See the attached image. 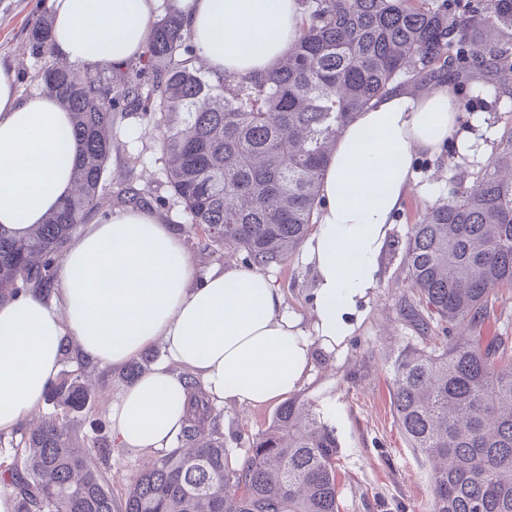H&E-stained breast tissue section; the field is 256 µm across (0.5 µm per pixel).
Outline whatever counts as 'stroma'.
<instances>
[{
	"label": "stroma",
	"mask_w": 512,
	"mask_h": 512,
	"mask_svg": "<svg viewBox=\"0 0 512 512\" xmlns=\"http://www.w3.org/2000/svg\"><path fill=\"white\" fill-rule=\"evenodd\" d=\"M45 2L0 0V63L14 68L19 90L25 96L36 90L34 74L57 62L47 52H33L28 41L33 23L47 13ZM452 89L462 106L461 125L466 127L477 117H487L486 140L498 145L505 129L512 126V99L497 97L491 81L485 78L457 82ZM108 169L114 177L104 213L125 207L127 194H137L143 205L154 208L173 225L199 272L242 263V255H229L217 246L204 247L201 232L191 227L182 203L169 187L161 133L152 118L141 112H113ZM479 170V164L459 163L457 147L451 142L444 146L440 160H418V183L395 220L380 287L362 324L341 354H319L310 380L298 393L321 411L336 415L342 451L341 512H430L427 476L396 421L390 386L395 358L408 347L423 346L427 337L439 332L435 320L408 286L405 246L412 225L451 190L470 185ZM302 257V252H295L286 264L271 268L270 273L287 308L307 321L311 318L313 277ZM476 333L487 342L504 338L506 347L512 348V288L495 290L490 315ZM125 373L122 367L82 363L72 353L63 358L60 370L64 377L81 375L89 388L86 408L69 414L67 427L77 446L109 449L101 470L119 505L131 479L146 463L142 451L116 447L112 440L108 408L128 384ZM215 411L225 447L240 454L252 438L267 429L278 408L271 404L245 411L221 402Z\"/></svg>",
	"instance_id": "35a3bbf8"
}]
</instances>
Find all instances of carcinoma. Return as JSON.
Returning a JSON list of instances; mask_svg holds the SVG:
<instances>
[{"label":"carcinoma","mask_w":512,"mask_h":512,"mask_svg":"<svg viewBox=\"0 0 512 512\" xmlns=\"http://www.w3.org/2000/svg\"><path fill=\"white\" fill-rule=\"evenodd\" d=\"M286 61L242 79L214 81L191 65L194 48L174 13L153 26L145 52L152 84L120 70L97 81L71 66L35 75L72 116L76 189L24 238L0 232V301L52 286L70 235L107 200L112 112L162 116L168 183L205 246L231 247L245 266L284 264L308 237L327 162L342 128L402 77L496 78L512 96V0H308ZM37 19L32 47L47 45ZM410 287L444 336L404 350L392 370L393 410L428 471L431 512H512V353L454 336L512 288V127L468 187L413 225ZM181 446L133 478L123 512H340L336 418L290 399L243 456L215 436L213 402L185 382ZM80 376L54 380L60 410L37 423L24 454L0 466L15 512H115L112 489L74 446L59 416L85 408Z\"/></svg>","instance_id":"carcinoma-1"}]
</instances>
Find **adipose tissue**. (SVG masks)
I'll list each match as a JSON object with an SVG mask.
<instances>
[{
    "label": "adipose tissue",
    "mask_w": 512,
    "mask_h": 512,
    "mask_svg": "<svg viewBox=\"0 0 512 512\" xmlns=\"http://www.w3.org/2000/svg\"><path fill=\"white\" fill-rule=\"evenodd\" d=\"M50 48L113 68L143 56L161 9L181 17L214 79L277 66L300 34L299 0H47ZM448 84L417 92L396 83L339 135L324 172L321 207L305 262L313 273L311 324L283 306L270 278L228 265L198 276L181 237L154 209H114L83 224L54 262L49 292L0 302V434L41 406L66 339L81 361L119 367L154 343L166 359L125 387L109 407L124 448L168 450L183 426L189 370L214 399L246 408L278 403L309 377L318 353L341 352L379 286L393 216L414 183L413 161L445 142L463 156L488 153L459 124ZM71 118L56 98L21 95L0 64V229L26 236L75 190L58 159ZM179 394L171 402V394Z\"/></svg>",
    "instance_id": "1"
}]
</instances>
